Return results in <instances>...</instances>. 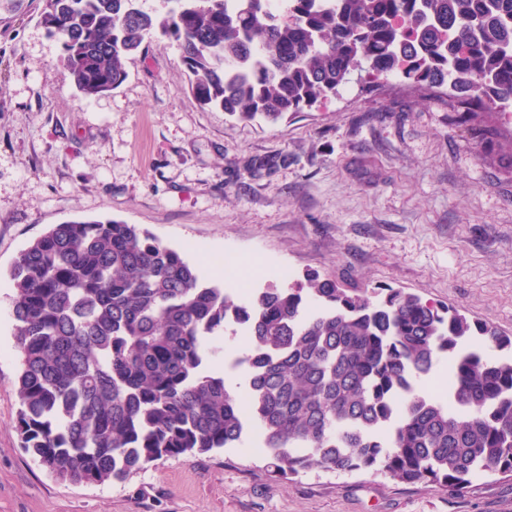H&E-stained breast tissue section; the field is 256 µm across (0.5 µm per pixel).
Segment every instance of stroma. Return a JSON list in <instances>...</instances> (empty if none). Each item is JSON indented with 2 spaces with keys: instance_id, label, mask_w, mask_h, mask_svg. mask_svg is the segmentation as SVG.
I'll use <instances>...</instances> for the list:
<instances>
[{
  "instance_id": "1",
  "label": "stroma",
  "mask_w": 512,
  "mask_h": 512,
  "mask_svg": "<svg viewBox=\"0 0 512 512\" xmlns=\"http://www.w3.org/2000/svg\"><path fill=\"white\" fill-rule=\"evenodd\" d=\"M0 0V512H512V476L464 494L318 467L283 478L251 443L164 458L122 482L54 479L14 428L20 368L8 272L52 225L112 218L209 280L291 269L395 288L512 335V157L484 159L457 102L352 82L275 125L202 106L153 41L84 97L40 19ZM229 254L232 269L211 266Z\"/></svg>"
}]
</instances>
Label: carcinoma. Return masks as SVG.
Wrapping results in <instances>:
<instances>
[{"instance_id":"cac0c4a2","label":"carcinoma","mask_w":512,"mask_h":512,"mask_svg":"<svg viewBox=\"0 0 512 512\" xmlns=\"http://www.w3.org/2000/svg\"><path fill=\"white\" fill-rule=\"evenodd\" d=\"M43 0L41 21L86 97L127 77L154 36L190 91L245 123L275 124L396 73L461 100L454 121L512 110V0ZM20 358L15 428L62 481H124L164 457L243 441L267 465L368 472L450 494L512 475V338L390 289L349 293L313 273L239 303L186 256L114 219L52 226L10 270ZM248 337L240 398L206 369L219 333ZM448 363V399L424 390Z\"/></svg>"}]
</instances>
